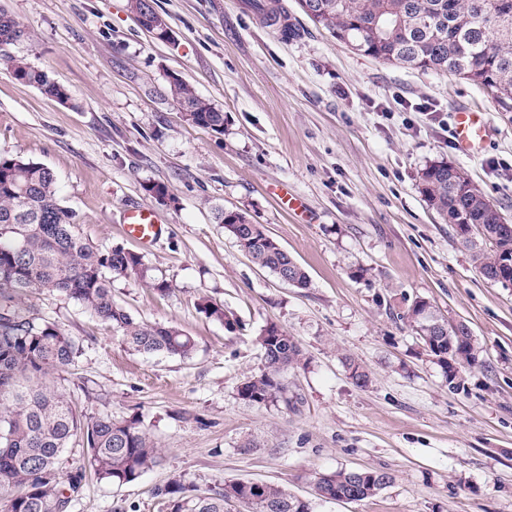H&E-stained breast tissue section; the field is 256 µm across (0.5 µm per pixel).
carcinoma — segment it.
I'll list each match as a JSON object with an SVG mask.
<instances>
[{
	"mask_svg": "<svg viewBox=\"0 0 512 512\" xmlns=\"http://www.w3.org/2000/svg\"><path fill=\"white\" fill-rule=\"evenodd\" d=\"M279 0H250L261 19L277 14ZM323 19L319 26L337 41L359 46L358 53L383 63L422 71L463 75L476 71L496 87L495 102L512 112V0H315ZM392 21L390 35L371 36L378 17ZM23 36L12 17L0 12V38ZM13 76L37 87L59 102L67 90L23 59L10 58ZM171 97L189 112V121L214 132L224 131V113L197 94L186 80L169 82ZM468 178L455 165L429 164L421 173V192L449 224H493L496 209L485 196L468 202L458 193ZM53 172L18 158L0 157V489L9 492L3 512H71L87 477L123 486L138 480L161 462L160 449L137 417L116 418L78 411L61 384V373L81 349L53 321L22 303L33 290L58 291L76 301L122 337L127 348L145 354L189 359L196 339L174 326L136 320L112 298L111 275L148 276L143 257L116 247L106 253L88 245L77 230L76 215L59 202ZM480 270L494 268L503 247L512 253V227L506 234L480 244L459 238ZM250 260L278 275L294 264L274 242L252 240ZM206 317L233 331L238 322L224 306L200 302ZM407 318L425 350L454 382L459 366L473 364L477 347L466 325L461 331L436 336L441 321L430 303H412ZM265 371L246 379L239 397L266 404L284 391L281 374L298 360L294 337L275 326L259 337ZM82 454L62 464L75 443ZM392 482L387 471L339 470L319 478L317 495L328 501L362 500L377 495ZM169 512H224L229 503L246 512H310V504L287 489L249 481H226L219 489L201 491L175 480L158 490Z\"/></svg>",
	"mask_w": 512,
	"mask_h": 512,
	"instance_id": "cac0c4a2",
	"label": "carcinoma"
}]
</instances>
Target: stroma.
<instances>
[{
  "instance_id": "1",
  "label": "stroma",
  "mask_w": 512,
  "mask_h": 512,
  "mask_svg": "<svg viewBox=\"0 0 512 512\" xmlns=\"http://www.w3.org/2000/svg\"><path fill=\"white\" fill-rule=\"evenodd\" d=\"M281 3L297 30L289 40L241 0H154L166 43L136 23L129 0H0L25 31L10 55L69 95L46 97L0 59V156L48 167L94 248L139 251L151 277H113L115 301L198 343L189 360L135 354L65 294L24 296L82 347L67 374L76 405L139 416L163 455L134 484L87 481L72 512H166L157 491L174 479L203 491L277 484L312 512H512V288L480 275L420 184L427 165L452 163L512 219V112L458 76L359 55L298 0ZM172 73L223 112V132L185 119L168 94ZM459 110L489 115L478 155L455 145ZM151 184L168 200L151 197ZM283 185L306 215L280 207ZM138 205L163 224L147 248L123 228ZM224 209L263 225L308 287L251 263L217 222ZM204 298L238 329L207 318ZM418 298L478 345L457 382L404 317ZM272 324L302 355L282 375L285 397L251 404L238 388L263 372L258 338ZM349 359L366 386L353 383ZM341 469L393 481L359 501L319 499L317 478Z\"/></svg>"
}]
</instances>
